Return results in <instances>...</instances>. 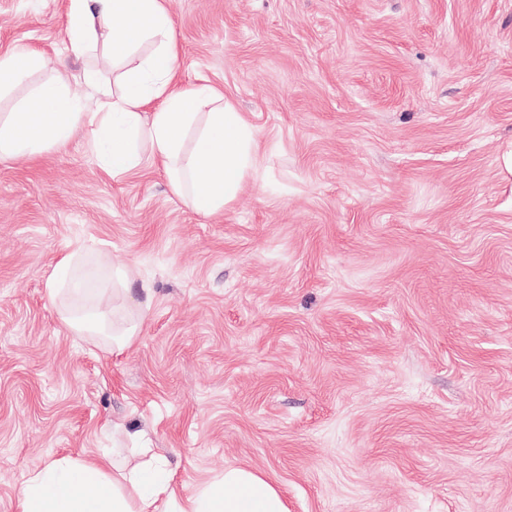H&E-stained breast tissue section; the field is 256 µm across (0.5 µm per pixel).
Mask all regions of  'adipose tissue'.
Masks as SVG:
<instances>
[{"label":"adipose tissue","instance_id":"1","mask_svg":"<svg viewBox=\"0 0 512 512\" xmlns=\"http://www.w3.org/2000/svg\"><path fill=\"white\" fill-rule=\"evenodd\" d=\"M161 0H70L68 34L78 55L104 47L120 69V91L106 75L84 70L85 94L57 74L16 111L0 114V160H31L63 147L87 129L103 169L123 174L144 163L161 164L172 191L209 215L232 206L260 168L255 131L214 87L174 84L177 46ZM156 41L147 57L130 64L137 47ZM28 46L0 56V92L41 67ZM89 314L59 309L61 322L87 336H108L122 350L138 332L120 317L108 293L88 299ZM138 460L105 455L63 457L29 471L18 493V512H288L280 489L261 471L231 466L182 493L170 461L152 448Z\"/></svg>","mask_w":512,"mask_h":512}]
</instances>
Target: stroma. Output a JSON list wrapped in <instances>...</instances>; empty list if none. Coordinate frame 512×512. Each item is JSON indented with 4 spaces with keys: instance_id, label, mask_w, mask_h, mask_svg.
<instances>
[{
    "instance_id": "35a3bbf8",
    "label": "stroma",
    "mask_w": 512,
    "mask_h": 512,
    "mask_svg": "<svg viewBox=\"0 0 512 512\" xmlns=\"http://www.w3.org/2000/svg\"><path fill=\"white\" fill-rule=\"evenodd\" d=\"M69 0H0V55L77 85ZM181 84L254 127L256 185L196 212L87 130L0 160V512L28 471L150 439L183 492L250 465L288 512H512V0H167ZM126 273L124 352L48 294ZM78 253L70 254L64 257L56 266L55 274L52 279V288H49L50 294L54 295L61 290L57 286H61L66 281L70 280L72 283L76 281L74 274L76 272L75 258Z\"/></svg>"
}]
</instances>
